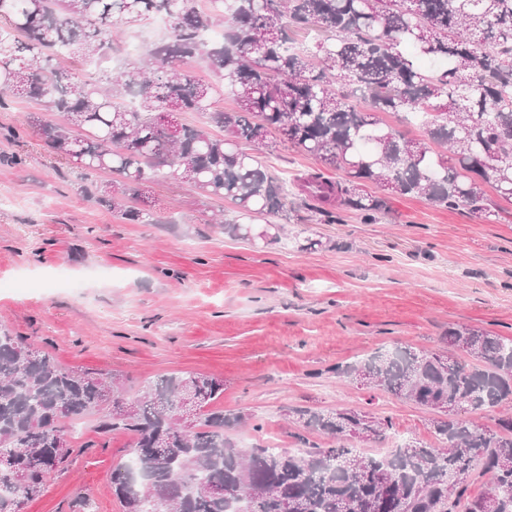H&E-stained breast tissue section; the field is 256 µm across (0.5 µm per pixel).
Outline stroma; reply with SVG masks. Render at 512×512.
<instances>
[{
	"label": "stroma",
	"mask_w": 512,
	"mask_h": 512,
	"mask_svg": "<svg viewBox=\"0 0 512 512\" xmlns=\"http://www.w3.org/2000/svg\"><path fill=\"white\" fill-rule=\"evenodd\" d=\"M51 116L27 98L0 109V281L37 284L0 288V324L60 365L119 378L130 397L171 373L221 379L225 412L246 419L230 432L243 447L297 448L300 409L391 417L394 435L352 442L373 456L405 440L434 443L432 415L337 377L336 366L397 346L447 353L444 335L457 324L512 340V203L493 189L482 218L394 194L376 223L347 211L342 223L319 224L293 184L319 163L280 146L261 161L290 182L288 234L255 246L214 222L232 217L230 202L171 176L145 187L149 224L87 200L28 126ZM20 125L26 136L7 139ZM15 153L26 165L10 164ZM308 239L316 245L307 250ZM95 424L72 428L79 448L69 469L25 512H78L84 496L95 512H122L112 470L131 459L133 440L117 431L107 447H86Z\"/></svg>",
	"instance_id": "1"
}]
</instances>
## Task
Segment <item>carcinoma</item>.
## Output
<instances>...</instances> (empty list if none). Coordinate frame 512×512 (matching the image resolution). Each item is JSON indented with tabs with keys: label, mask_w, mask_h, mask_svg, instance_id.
<instances>
[{
	"label": "carcinoma",
	"mask_w": 512,
	"mask_h": 512,
	"mask_svg": "<svg viewBox=\"0 0 512 512\" xmlns=\"http://www.w3.org/2000/svg\"><path fill=\"white\" fill-rule=\"evenodd\" d=\"M211 2L230 28L225 45L200 38L214 17L199 0H0V108L22 96L63 114L62 123L34 119L44 146L77 173L88 198L136 223L153 219L122 202L170 174L233 203L235 218L224 220L232 237L278 239L283 225L269 218L285 212L288 190L259 155L279 144L340 172L339 181L316 172L307 182L320 224L342 223L334 204L377 219L385 198L369 193V183L479 217L487 214L485 182L512 202V0ZM158 15L170 20L166 40L120 76L137 104L119 101L106 73L55 67L60 55L83 65L112 59L117 25ZM309 24L321 36L300 48L290 30ZM197 54L217 83L180 69ZM419 56L448 67L423 69ZM340 81L369 111L336 89ZM226 91L238 109L214 106ZM184 112L207 115L222 134L165 122ZM379 112L422 116L428 142L406 138ZM105 170L119 178L94 179ZM446 337L465 358L397 346L336 366L338 377L367 372L372 385L437 415L438 445L408 441L363 456L345 442L389 435L390 417L305 410L303 429L333 445L299 435L297 451L243 448L226 435L242 417L213 406L224 381L162 376L132 397L128 413L111 377L64 368L0 325V512H23L70 462L69 427L94 415L99 440L84 447H106L113 431L133 439L138 472L127 462L112 471L123 512H143L146 498L161 512H227L239 502L244 512H512V415L492 426L474 420L512 402V342L469 325ZM186 394L200 408L190 430L176 416ZM485 476L488 489L471 494Z\"/></svg>",
	"instance_id": "carcinoma-1"
}]
</instances>
